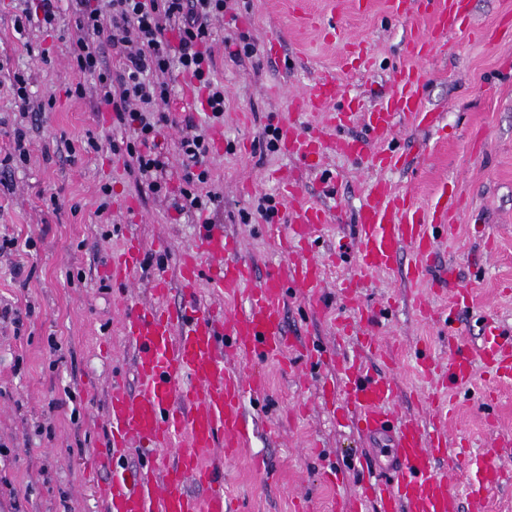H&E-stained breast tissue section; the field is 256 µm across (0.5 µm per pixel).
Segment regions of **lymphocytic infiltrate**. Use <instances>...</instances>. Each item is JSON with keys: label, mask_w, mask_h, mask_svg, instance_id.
<instances>
[{"label": "lymphocytic infiltrate", "mask_w": 512, "mask_h": 512, "mask_svg": "<svg viewBox=\"0 0 512 512\" xmlns=\"http://www.w3.org/2000/svg\"><path fill=\"white\" fill-rule=\"evenodd\" d=\"M77 34L69 53L80 74L90 77L101 105L125 136L100 143L86 140L92 151L126 154L133 171L154 194H161L165 164L156 139L172 125L168 104L172 70L187 75L203 111L224 114V85L214 76V21L223 18L227 0H69ZM118 59L108 67L105 51ZM182 187L171 205L177 212L211 211L220 195L212 188L205 162L210 142L204 129L186 121L180 139Z\"/></svg>", "instance_id": "1"}]
</instances>
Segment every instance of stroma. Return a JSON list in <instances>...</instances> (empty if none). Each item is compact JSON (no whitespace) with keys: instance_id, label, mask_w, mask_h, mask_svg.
Returning <instances> with one entry per match:
<instances>
[{"instance_id":"35a3bbf8","label":"stroma","mask_w":512,"mask_h":512,"mask_svg":"<svg viewBox=\"0 0 512 512\" xmlns=\"http://www.w3.org/2000/svg\"><path fill=\"white\" fill-rule=\"evenodd\" d=\"M20 0H0V161L12 154L16 123L29 127V160L11 164L0 185V309L20 310V323L0 321V512H102L95 493L105 470L95 468L103 455L102 417L121 370L128 389L137 381L130 351L118 331L117 309L104 270L125 234H137L146 259L133 288L149 302L151 280L165 273L168 301L179 305V267L199 236L202 216L177 213L164 197L139 182L122 158L85 149L88 135L103 136L112 115L98 111L92 95L67 96V87L84 84L68 53L74 19L68 0H60L53 28H20ZM471 25L449 32L430 56L417 59L412 41L430 36V19L396 17L386 0L355 10L348 0H305L296 13L291 0H228L217 24L219 36L246 34L257 46L278 39L275 56L264 53L231 59L215 45V74L224 84L226 109L222 141L206 159L214 187L223 197L208 219L224 225L242 244L256 279L284 260L272 224L288 221V202L272 175L285 171L300 183L308 202L330 214L314 251L343 255L329 266L324 302L326 317L312 316L307 300L289 293L284 310L288 334L296 343L335 350L350 360L355 347L338 336L355 308L337 289L354 270V226L368 188L386 180L411 193L428 208L441 187L459 195L453 232L432 260L433 270L454 265L449 291L469 289L471 304L457 312L464 337L480 343L484 323L512 336V0H468ZM344 33L326 40L330 16ZM421 68L424 110L440 113L436 127L407 120L396 128L402 152L392 169L369 158L331 155L313 169L297 155L266 151L262 131L290 111L289 95L313 90L324 75H334L343 97L369 106L390 89L393 71ZM24 70L34 101L53 100L38 117H25L2 82ZM111 182L113 206L98 213L100 184ZM273 197L277 212L265 220L257 211L261 196ZM133 201L134 214L120 204ZM163 248H156V241ZM434 304L429 278L414 277L407 262L366 277L363 298L389 299L376 330L388 340L393 363L367 357L368 366L392 372L397 405L407 415L426 416L425 398L439 393L452 413L451 438L464 440L467 459L458 475L461 512H471L470 492L479 486L482 464L500 455L507 475L483 492L486 512H512V383L477 371L468 386L435 388L411 354L420 347L434 359L448 349L442 323L420 315L418 294ZM250 372L267 377V391L246 397V414L256 423L247 450L227 463L226 490L245 512H337L338 503L360 495L369 473L385 469L387 441L362 438L338 422L315 395L316 380L333 369L305 363L290 351L278 361L253 364ZM263 458L265 472L252 467ZM343 475L341 484L329 477Z\"/></svg>"}]
</instances>
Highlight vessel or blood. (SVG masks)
<instances>
[{
	"label": "vessel or blood",
	"instance_id": "vessel-or-blood-1",
	"mask_svg": "<svg viewBox=\"0 0 512 512\" xmlns=\"http://www.w3.org/2000/svg\"><path fill=\"white\" fill-rule=\"evenodd\" d=\"M463 3L444 0L436 11L432 37L414 43L413 54H429L438 38L468 23ZM423 81L420 71L399 70L388 94L363 110L340 102L335 78H321L312 92L290 98L292 111L319 114L320 125L308 131L292 120L282 121L279 147L315 166L330 153L369 155L379 164L397 165L400 156L393 140L398 119L408 117L423 128L437 122V113L421 105ZM356 122L368 130V138L345 135V128ZM282 183L288 221L273 225L272 231L285 261L262 281H254L253 266L243 258L240 242L206 224L181 262L183 305H168L170 282L162 275L153 280L152 303L135 302L125 293L119 296V330L132 351L139 387L131 392L121 378L112 380L104 416L109 453L96 460L97 466L113 471L96 487L104 512H242L238 499L224 491V465L249 446L254 434L242 405L244 396L263 392L265 385L262 376L245 375L239 365L269 361L290 347L283 325L288 290L305 297L315 314L325 309L326 263L313 254L312 246L329 221L328 213L305 201L298 182L286 177ZM457 205L454 196L440 194L424 219L413 200L389 184L369 187L355 226L357 277L345 286V299L355 303L360 278L393 269L404 251L412 258L414 274H423L436 245L448 236ZM143 253L141 240L127 235L106 266L108 282L123 290L129 287ZM203 283L220 298L248 292L247 308L236 312L202 305ZM468 303V291L461 290L441 309L448 355L423 363V370L454 385L470 383L479 364L497 378L512 379V338H502L489 324L478 352L465 344L455 321L458 309ZM342 391L344 399L333 407V414L351 412L365 437L383 435L390 442L387 476L365 489L377 512H460L455 481L460 452L448 443V411L439 395L426 399L428 418L400 415L392 374L350 363L344 367ZM131 447L139 448L145 465L115 471V461Z\"/></svg>",
	"mask_w": 512,
	"mask_h": 512
}]
</instances>
